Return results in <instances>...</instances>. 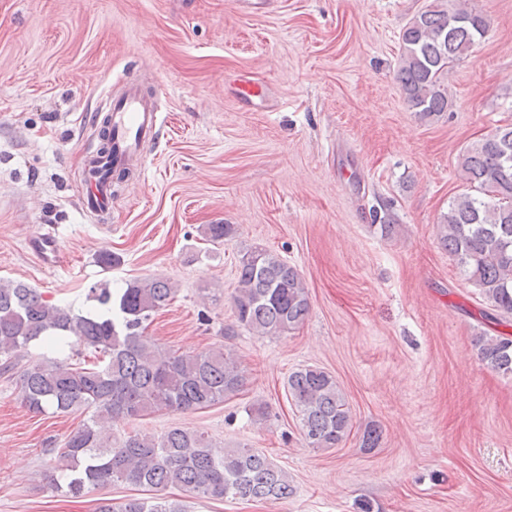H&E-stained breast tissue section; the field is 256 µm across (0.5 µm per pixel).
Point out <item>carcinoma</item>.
Returning <instances> with one entry per match:
<instances>
[{"label": "carcinoma", "instance_id": "carcinoma-1", "mask_svg": "<svg viewBox=\"0 0 512 512\" xmlns=\"http://www.w3.org/2000/svg\"><path fill=\"white\" fill-rule=\"evenodd\" d=\"M488 23L463 0H432L400 34L397 81L411 110L423 117L448 111V72L483 40ZM464 193L442 215L441 243L467 279L503 315L512 314V123L466 149L459 159ZM231 224H207L212 241L231 238ZM93 309L76 313L53 305L23 283H0V365H13L12 352L32 342L53 351L70 348L94 362L44 359L21 375L23 401L34 413L90 410L92 415L60 448L55 465L42 474L55 490L79 497L115 483L147 486L157 495L125 500L119 512H184L160 495L181 487L202 498L280 499L293 492L287 473L247 446L219 448L205 434L173 428L155 437L137 431L112 442L104 423L135 421L149 412L204 409L245 385L232 352L217 347L193 355L159 349L146 336V322L174 298L166 281L134 280L112 291L89 288ZM235 323L258 335L282 336L307 319L310 303L298 270L262 248L243 254L234 295ZM482 363L512 374V336H480ZM300 429L311 448H335L351 432V414L336 379L303 366L287 380ZM66 473L59 480L57 472Z\"/></svg>", "mask_w": 512, "mask_h": 512}]
</instances>
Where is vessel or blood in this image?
<instances>
[{
	"label": "vessel or blood",
	"mask_w": 512,
	"mask_h": 512,
	"mask_svg": "<svg viewBox=\"0 0 512 512\" xmlns=\"http://www.w3.org/2000/svg\"><path fill=\"white\" fill-rule=\"evenodd\" d=\"M102 124L106 141L84 152L85 177L79 197L82 208L107 215L112 210V184L131 165L142 164L145 148L157 137L163 120L152 95L140 84L122 82L107 97Z\"/></svg>",
	"instance_id": "vessel-or-blood-1"
}]
</instances>
